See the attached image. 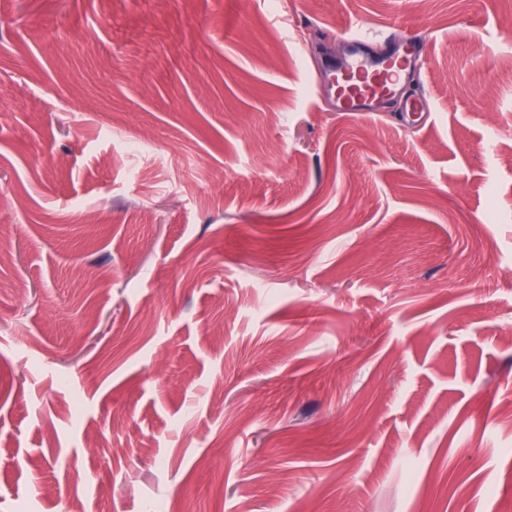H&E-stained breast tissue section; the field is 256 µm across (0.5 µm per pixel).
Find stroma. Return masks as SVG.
<instances>
[{
	"mask_svg": "<svg viewBox=\"0 0 512 512\" xmlns=\"http://www.w3.org/2000/svg\"><path fill=\"white\" fill-rule=\"evenodd\" d=\"M510 499L512 0H0V512ZM366 35L360 28H355L351 33L350 44L352 53L350 61L346 62L350 75L348 85V99H343L341 109L352 112H374L373 104L379 98L371 92L393 91L397 80L391 72L393 64L389 66L386 62H378L370 55L362 51L366 45ZM394 44L399 49H403L404 53L402 58L404 59V64L407 66L408 64H418L420 61V53L419 48L421 44V38L419 35L415 34H405L397 35L393 38Z\"/></svg>",
	"mask_w": 512,
	"mask_h": 512,
	"instance_id": "stroma-1",
	"label": "stroma"
}]
</instances>
